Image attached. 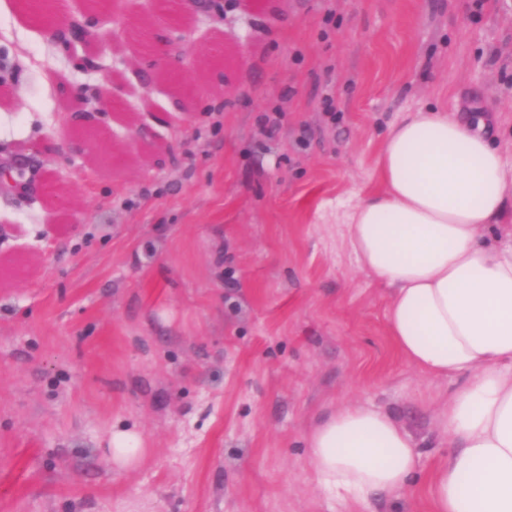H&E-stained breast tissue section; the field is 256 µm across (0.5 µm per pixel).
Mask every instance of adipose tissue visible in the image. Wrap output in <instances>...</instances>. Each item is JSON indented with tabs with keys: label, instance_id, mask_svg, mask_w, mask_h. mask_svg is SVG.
<instances>
[{
	"label": "adipose tissue",
	"instance_id": "1",
	"mask_svg": "<svg viewBox=\"0 0 512 512\" xmlns=\"http://www.w3.org/2000/svg\"><path fill=\"white\" fill-rule=\"evenodd\" d=\"M447 106L393 124L381 145L380 192L345 215L360 267L390 290L398 353L449 378L437 415L451 452L429 475L431 512H512V158ZM317 491L345 512L409 488L417 440L390 413L330 408L304 436Z\"/></svg>",
	"mask_w": 512,
	"mask_h": 512
}]
</instances>
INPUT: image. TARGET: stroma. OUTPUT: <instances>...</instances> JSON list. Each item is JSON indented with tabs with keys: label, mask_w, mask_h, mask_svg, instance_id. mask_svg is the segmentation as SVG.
<instances>
[{
	"label": "stroma",
	"mask_w": 512,
	"mask_h": 512,
	"mask_svg": "<svg viewBox=\"0 0 512 512\" xmlns=\"http://www.w3.org/2000/svg\"><path fill=\"white\" fill-rule=\"evenodd\" d=\"M154 3L110 0L137 36L87 46L131 67L88 153L70 117L99 75L0 0V164L24 167L0 189V512H341L307 470L314 420L387 411L429 468L450 386L393 346L344 214L419 106L495 113L512 154V0H208L163 28ZM140 123L155 143L108 136ZM116 428L148 450L132 470L108 458Z\"/></svg>",
	"instance_id": "stroma-1"
}]
</instances>
